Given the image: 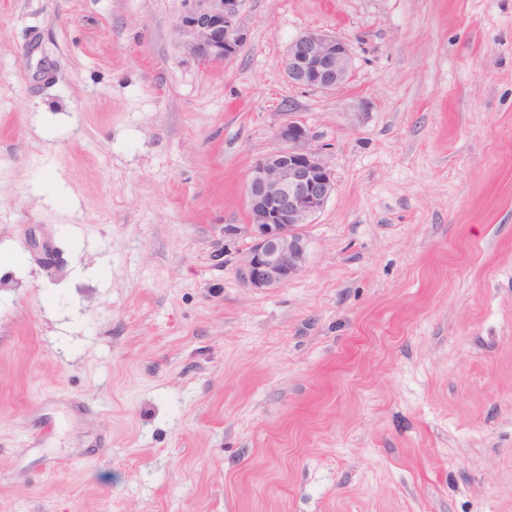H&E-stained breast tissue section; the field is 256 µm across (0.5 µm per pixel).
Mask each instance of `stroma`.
Returning a JSON list of instances; mask_svg holds the SVG:
<instances>
[{
    "instance_id": "obj_1",
    "label": "stroma",
    "mask_w": 512,
    "mask_h": 512,
    "mask_svg": "<svg viewBox=\"0 0 512 512\" xmlns=\"http://www.w3.org/2000/svg\"><path fill=\"white\" fill-rule=\"evenodd\" d=\"M191 5L0 0V512H512V0H241L212 65ZM285 112L336 192L264 291ZM194 6L176 22L187 53L201 64L234 60L245 40L239 20L240 0H192ZM351 60L344 40L330 32L311 29L289 44L284 70L291 84L330 93L349 80ZM274 129L280 147L257 159L247 175L248 224L224 227V243L250 239L238 252L237 272L251 288L274 290L305 267L314 224L336 190L332 170L315 145L318 134L294 112Z\"/></svg>"
}]
</instances>
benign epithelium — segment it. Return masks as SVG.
Listing matches in <instances>:
<instances>
[{
	"instance_id": "1",
	"label": "benign epithelium",
	"mask_w": 512,
	"mask_h": 512,
	"mask_svg": "<svg viewBox=\"0 0 512 512\" xmlns=\"http://www.w3.org/2000/svg\"><path fill=\"white\" fill-rule=\"evenodd\" d=\"M176 22L187 53L201 64L234 60L245 40L240 0H193ZM348 44L320 29L308 30L289 45L284 61L288 81L300 88L330 93L351 75ZM280 147L257 159L247 175L248 223L224 225V246L250 239L239 252L237 272L250 287L274 290L305 267V227L315 223L336 190L332 170L316 145L317 132L295 112L274 129Z\"/></svg>"
}]
</instances>
